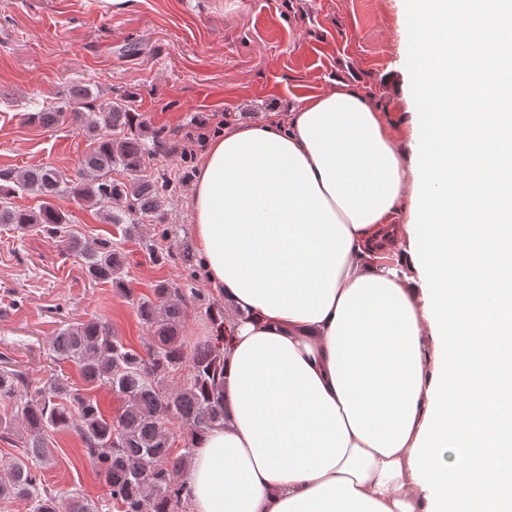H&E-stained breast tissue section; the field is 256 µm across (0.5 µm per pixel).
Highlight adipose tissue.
I'll return each instance as SVG.
<instances>
[{
    "mask_svg": "<svg viewBox=\"0 0 512 512\" xmlns=\"http://www.w3.org/2000/svg\"><path fill=\"white\" fill-rule=\"evenodd\" d=\"M406 14L411 133L340 80L203 157L231 337L191 512H512V0Z\"/></svg>",
    "mask_w": 512,
    "mask_h": 512,
    "instance_id": "1",
    "label": "adipose tissue"
}]
</instances>
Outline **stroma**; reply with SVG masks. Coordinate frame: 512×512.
I'll list each match as a JSON object with an SVG mask.
<instances>
[{"mask_svg": "<svg viewBox=\"0 0 512 512\" xmlns=\"http://www.w3.org/2000/svg\"><path fill=\"white\" fill-rule=\"evenodd\" d=\"M406 8L407 0H0V170L49 164L75 173L85 136L71 118L47 127L37 115L67 105L78 89L97 105L127 100L143 137L160 132L172 146L197 119L219 113L228 125L259 124L339 79L381 111H407ZM182 167L179 155L164 152L147 169L171 182L161 203L173 229L165 239L148 223L123 236L91 204L68 193L55 198L77 245H122L121 288L92 282L55 238L0 226V363L44 383L52 337L94 317L142 348L150 331L131 298L163 281L223 304L194 246L192 186L180 179ZM149 240L175 261H154L144 247ZM42 474L64 497L107 493L72 431L55 434L53 461Z\"/></svg>", "mask_w": 512, "mask_h": 512, "instance_id": "obj_1", "label": "stroma"}]
</instances>
